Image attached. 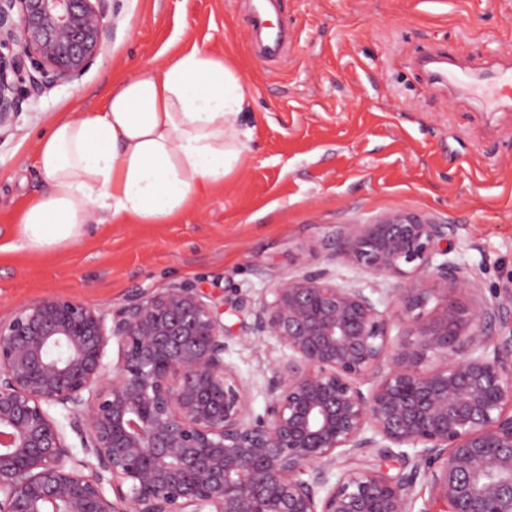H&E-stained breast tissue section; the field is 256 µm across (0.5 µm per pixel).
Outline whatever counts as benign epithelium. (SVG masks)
Segmentation results:
<instances>
[{
	"mask_svg": "<svg viewBox=\"0 0 512 512\" xmlns=\"http://www.w3.org/2000/svg\"><path fill=\"white\" fill-rule=\"evenodd\" d=\"M110 16L112 0H0V125L85 73ZM453 233L403 212L339 226L335 258L395 282L383 310L326 268L254 309L232 301L288 351L261 413L224 360V312L194 284L113 314L23 304L0 321V512H411L421 475L448 512H512V339L489 343L512 308L448 259ZM371 448L407 472L367 463Z\"/></svg>",
	"mask_w": 512,
	"mask_h": 512,
	"instance_id": "7a95c632",
	"label": "benign epithelium"
}]
</instances>
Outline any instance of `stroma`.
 Returning a JSON list of instances; mask_svg holds the SVG:
<instances>
[{"mask_svg":"<svg viewBox=\"0 0 512 512\" xmlns=\"http://www.w3.org/2000/svg\"><path fill=\"white\" fill-rule=\"evenodd\" d=\"M248 0H112L106 50L72 82L23 100L0 126V320L46 295L118 310L171 282L258 306L335 259L336 229L405 211L455 228L452 260L484 296L512 304V112L489 115L431 87L416 61L439 53L482 74L512 44V0H280L288 54L260 56ZM198 48L245 77L251 138L235 170L171 224H91L49 254L22 246L18 219L46 184L37 136L62 112H96L116 79ZM225 311V359L262 411L284 350Z\"/></svg>","mask_w":512,"mask_h":512,"instance_id":"1","label":"stroma"}]
</instances>
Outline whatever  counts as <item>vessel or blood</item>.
I'll return each mask as SVG.
<instances>
[{"instance_id":"obj_1","label":"vessel or blood","mask_w":512,"mask_h":512,"mask_svg":"<svg viewBox=\"0 0 512 512\" xmlns=\"http://www.w3.org/2000/svg\"><path fill=\"white\" fill-rule=\"evenodd\" d=\"M274 0H253L250 23L258 33L261 44L270 57H277L287 46V37L282 28L267 23V13ZM504 61L499 64L492 82L485 83L449 58L429 56L423 65L433 84L456 90L480 101L490 113L512 111V48L507 49Z\"/></svg>"}]
</instances>
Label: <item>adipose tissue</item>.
I'll use <instances>...</instances> for the list:
<instances>
[{"label":"adipose tissue","instance_id":"1","mask_svg":"<svg viewBox=\"0 0 512 512\" xmlns=\"http://www.w3.org/2000/svg\"><path fill=\"white\" fill-rule=\"evenodd\" d=\"M246 106L238 73L194 48L117 81L101 111L54 121L38 137L47 189L20 217L24 247L57 251L89 224L172 223L237 166Z\"/></svg>","mask_w":512,"mask_h":512}]
</instances>
